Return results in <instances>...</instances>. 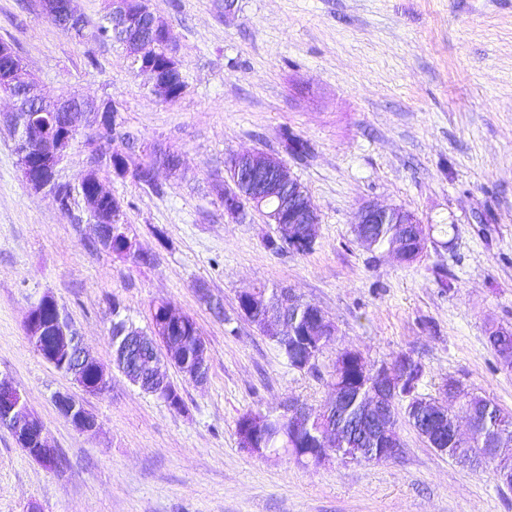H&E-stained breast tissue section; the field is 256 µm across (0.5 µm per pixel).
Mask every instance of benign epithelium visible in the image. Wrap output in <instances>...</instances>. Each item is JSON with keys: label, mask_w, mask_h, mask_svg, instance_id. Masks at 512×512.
Here are the masks:
<instances>
[{"label": "benign epithelium", "mask_w": 512, "mask_h": 512, "mask_svg": "<svg viewBox=\"0 0 512 512\" xmlns=\"http://www.w3.org/2000/svg\"><path fill=\"white\" fill-rule=\"evenodd\" d=\"M41 14L54 18L66 31L85 27L82 16L71 8V0H39ZM108 17L112 29L128 51L137 71L150 74L152 95L160 102H172L178 98L176 84L182 78L174 36L168 25L150 7L149 0H108ZM9 67V75L0 84V93L12 97L16 103L14 109L0 115V122L12 128L18 142H34L37 153L30 160H21L23 178L30 189L41 192L56 193L59 184L58 172L61 163L69 156L77 144L80 132L88 126L101 130L116 127V105L107 101L96 107H87L84 101L69 97L56 103H48L39 96L36 83L20 56L14 49L0 43V62ZM90 150L82 182H93L97 195L84 198L87 211L94 224L100 226L109 222V217L99 208V198L109 196L98 179V156L96 148L86 144ZM228 164L235 172V178L251 184L249 195L251 203L260 206L268 195L279 191L285 192L286 213L271 212L266 215L267 223L277 224L280 228L281 241L293 245L297 242L294 225L308 224L315 230L320 223L319 212L312 202L307 189L294 177L284 162L269 154L249 152L236 154L228 159ZM245 209L243 199L228 191L224 192V214L236 220ZM357 224H405L406 237L413 240L423 239V225L415 215L399 206L384 207L368 203L361 206L356 215ZM284 306L288 307L290 316H274L272 313H254L246 305L240 308L242 315L262 323L264 330L274 336L297 335L296 313L303 301L293 291L280 296ZM56 300L43 296L33 304L25 323V334L29 343L39 348L49 336H60L64 344L63 352L71 359L68 376L71 381L88 393L96 392L83 378V368L92 356L83 349L72 331L69 320L62 312L46 322L41 319L39 308L53 306ZM336 325L322 311L314 312L312 323L305 327L307 336H334ZM359 369L371 377L373 389L368 396V420L383 434V448H370L368 455L379 458L396 457L402 449L392 447L394 437L386 423L385 414L391 397L399 393L401 380L400 365L392 362L370 364L362 354H357ZM58 409L62 416L78 432L89 431L96 427L95 418L84 408L83 403L75 398L62 396L58 400ZM0 412L4 414L5 424L16 431L20 442L31 433L39 435L45 441L44 427L27 405L22 391L12 385L0 383ZM288 415V440L298 441L311 434L310 423L313 418L310 406L299 401H290L285 407ZM340 449L337 442L322 435L317 438V447L302 448L297 458L306 463L321 465L334 458H339Z\"/></svg>", "instance_id": "7a95c632"}]
</instances>
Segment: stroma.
Instances as JSON below:
<instances>
[{"label": "stroma", "instance_id": "stroma-1", "mask_svg": "<svg viewBox=\"0 0 512 512\" xmlns=\"http://www.w3.org/2000/svg\"><path fill=\"white\" fill-rule=\"evenodd\" d=\"M84 38L43 16L37 0H0V42L23 58L49 102L77 94L118 106L115 148L129 172L99 176L123 203L130 236L151 264L102 249L77 189L75 147L59 170L70 212L26 184L16 139L0 129V382L22 390L60 464L48 469L0 427V512H512V488L491 467L439 455L412 429L379 464L303 465L240 448L236 421L278 413L288 400L318 407L344 348L368 362L410 353L423 394L445 378L512 411V372L491 349L492 327L512 329V0H151L171 29L185 83L156 101L124 46L94 38L107 0H74ZM309 148L286 154L283 131ZM177 156L157 187L131 170L153 148ZM259 151L284 159L316 205L310 253L266 248L262 213H224L225 160ZM366 202L400 206L432 225L422 258L398 263L357 243ZM222 300L212 316L196 288ZM288 288L337 326L312 369L291 367L237 312L248 286ZM51 294L83 346L112 363V307L147 329L164 300L193 317L208 376L167 367L183 411L113 372L100 394L79 389L31 347L30 305ZM96 416L77 432L55 397Z\"/></svg>", "mask_w": 512, "mask_h": 512}]
</instances>
